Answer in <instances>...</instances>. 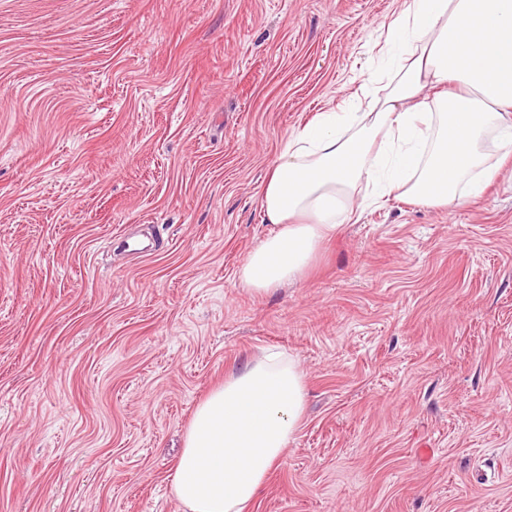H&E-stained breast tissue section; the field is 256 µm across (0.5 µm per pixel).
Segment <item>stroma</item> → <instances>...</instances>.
Returning <instances> with one entry per match:
<instances>
[{"label": "stroma", "mask_w": 512, "mask_h": 512, "mask_svg": "<svg viewBox=\"0 0 512 512\" xmlns=\"http://www.w3.org/2000/svg\"><path fill=\"white\" fill-rule=\"evenodd\" d=\"M404 0H0V512H188L199 402L274 348L308 403L250 512H512V160L237 272L284 141L378 73Z\"/></svg>", "instance_id": "35a3bbf8"}]
</instances>
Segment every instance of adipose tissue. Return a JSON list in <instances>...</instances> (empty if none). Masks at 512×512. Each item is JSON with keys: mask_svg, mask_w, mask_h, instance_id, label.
Listing matches in <instances>:
<instances>
[{"mask_svg": "<svg viewBox=\"0 0 512 512\" xmlns=\"http://www.w3.org/2000/svg\"><path fill=\"white\" fill-rule=\"evenodd\" d=\"M387 92L365 112H322L289 136L261 186L278 230L241 283L300 279L335 235L359 185L430 207L481 196L512 158V0H407L379 49ZM303 371L268 351L197 406L173 494L189 512H247L299 429Z\"/></svg>", "mask_w": 512, "mask_h": 512, "instance_id": "obj_1", "label": "adipose tissue"}]
</instances>
